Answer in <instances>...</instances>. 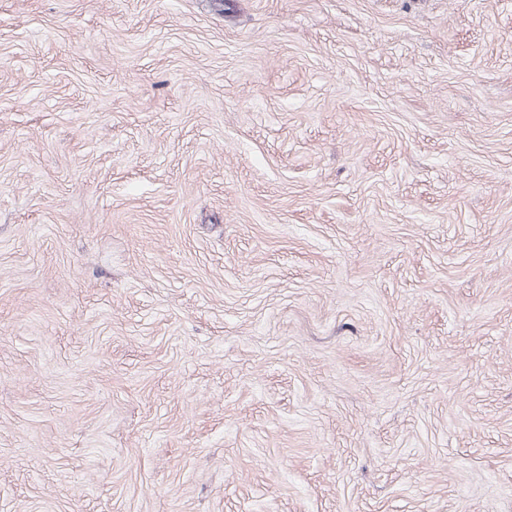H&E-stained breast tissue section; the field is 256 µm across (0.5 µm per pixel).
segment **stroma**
<instances>
[{"label":"stroma","mask_w":512,"mask_h":512,"mask_svg":"<svg viewBox=\"0 0 512 512\" xmlns=\"http://www.w3.org/2000/svg\"><path fill=\"white\" fill-rule=\"evenodd\" d=\"M0 512H512V0H0Z\"/></svg>","instance_id":"35a3bbf8"}]
</instances>
